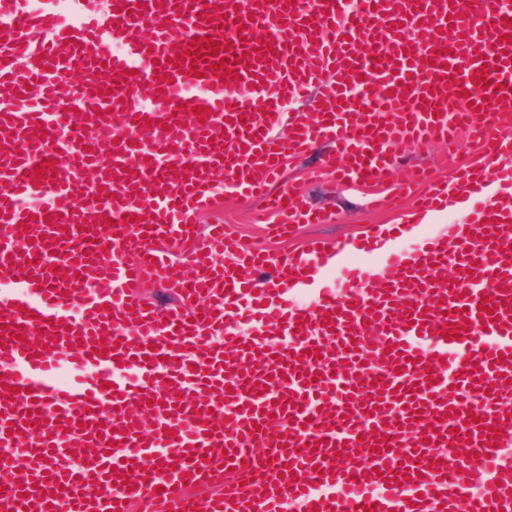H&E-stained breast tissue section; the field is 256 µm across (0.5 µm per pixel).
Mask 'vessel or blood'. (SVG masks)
Wrapping results in <instances>:
<instances>
[{"mask_svg":"<svg viewBox=\"0 0 512 512\" xmlns=\"http://www.w3.org/2000/svg\"><path fill=\"white\" fill-rule=\"evenodd\" d=\"M492 125H512L499 0H0V512H512L502 198L410 245L312 240L263 292L268 251L195 223L259 198L290 235L282 172L322 143L338 180L379 183L464 131L483 161L459 188L511 184ZM405 190L446 205L424 172ZM186 242L190 279L165 250ZM151 272L178 305L138 298Z\"/></svg>","mask_w":512,"mask_h":512,"instance_id":"1","label":"vessel or blood"}]
</instances>
